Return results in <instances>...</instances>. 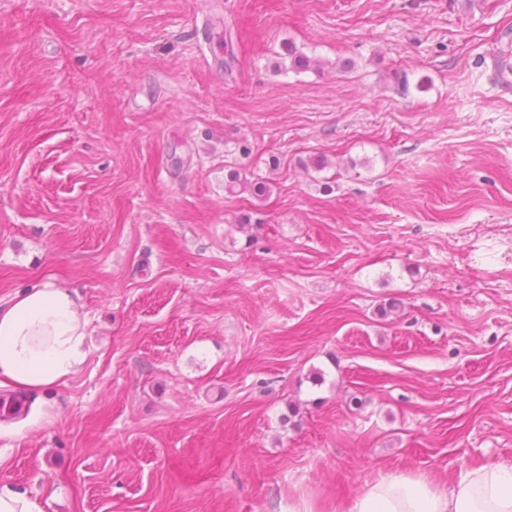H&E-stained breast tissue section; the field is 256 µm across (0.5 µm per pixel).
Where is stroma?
<instances>
[{
    "mask_svg": "<svg viewBox=\"0 0 512 512\" xmlns=\"http://www.w3.org/2000/svg\"><path fill=\"white\" fill-rule=\"evenodd\" d=\"M48 280L87 358L0 421L43 512L512 458V0H0V300ZM224 188L229 194L249 190L256 196L265 195L269 190V186L267 184L259 182L252 184L246 177L242 179L240 175L234 174L233 172L229 174V179L224 182Z\"/></svg>",
    "mask_w": 512,
    "mask_h": 512,
    "instance_id": "stroma-1",
    "label": "stroma"
}]
</instances>
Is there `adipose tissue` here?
<instances>
[{
  "label": "adipose tissue",
  "mask_w": 512,
  "mask_h": 512,
  "mask_svg": "<svg viewBox=\"0 0 512 512\" xmlns=\"http://www.w3.org/2000/svg\"><path fill=\"white\" fill-rule=\"evenodd\" d=\"M86 324L74 293L53 282L0 301V386L45 391L84 363ZM346 512H512V459L461 468L446 485L381 474Z\"/></svg>",
  "instance_id": "1"
}]
</instances>
